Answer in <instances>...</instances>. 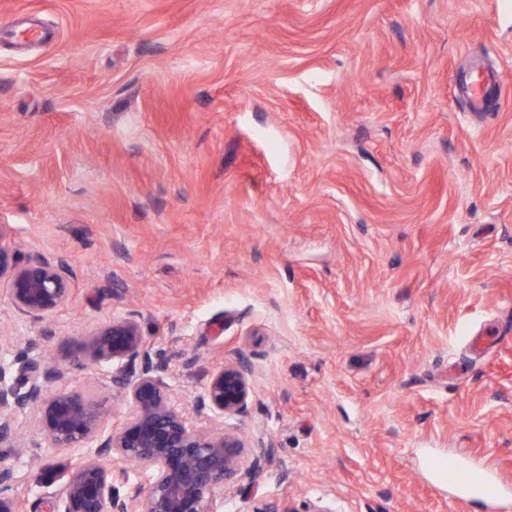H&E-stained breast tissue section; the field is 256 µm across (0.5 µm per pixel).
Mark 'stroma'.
<instances>
[{"instance_id":"stroma-1","label":"stroma","mask_w":512,"mask_h":512,"mask_svg":"<svg viewBox=\"0 0 512 512\" xmlns=\"http://www.w3.org/2000/svg\"><path fill=\"white\" fill-rule=\"evenodd\" d=\"M0 233L48 359L136 309L172 405L247 359L276 454L223 512H487L512 486V0H0ZM491 79L482 111L464 81ZM197 361L184 368L189 356ZM69 390L130 411L99 367ZM16 495L57 487L28 416ZM0 233V286L21 317L43 321L70 298L71 282L62 263L24 261Z\"/></svg>"}]
</instances>
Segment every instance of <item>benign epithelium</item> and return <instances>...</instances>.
<instances>
[{"label": "benign epithelium", "mask_w": 512, "mask_h": 512, "mask_svg": "<svg viewBox=\"0 0 512 512\" xmlns=\"http://www.w3.org/2000/svg\"><path fill=\"white\" fill-rule=\"evenodd\" d=\"M0 286L19 316L38 322L52 317L71 293L63 264L20 259L1 231ZM80 355L105 367L132 412L104 429L100 407L62 387L72 365L45 359L34 339L17 340L13 358L0 362V512H25L24 501L11 493L19 477L9 459L24 452L16 420L28 410L53 447L95 448L74 460L58 492L40 502L41 512H217L224 491L243 492L259 480L274 442L221 426L246 415L253 402L248 362L226 360L210 374L198 407L211 413L212 424L195 427L172 406L168 364L144 339L137 312L83 331ZM128 463L151 472L147 487L128 485ZM121 486L127 487L123 493Z\"/></svg>", "instance_id": "benign-epithelium-1"}]
</instances>
